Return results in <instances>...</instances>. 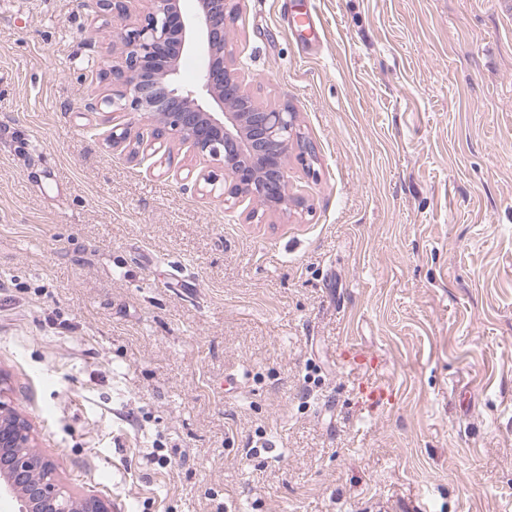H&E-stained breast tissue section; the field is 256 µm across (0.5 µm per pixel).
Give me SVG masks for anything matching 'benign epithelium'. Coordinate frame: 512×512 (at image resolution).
Instances as JSON below:
<instances>
[{
  "mask_svg": "<svg viewBox=\"0 0 512 512\" xmlns=\"http://www.w3.org/2000/svg\"><path fill=\"white\" fill-rule=\"evenodd\" d=\"M120 20L112 35V81L124 87L112 107L139 112L154 138L176 143L224 169V206L256 205L247 218L285 212L288 153L315 158L288 105H263L250 90L233 51L230 24L240 0H197L187 12L181 0H144L143 16L128 22L130 0H99ZM199 53L205 65L192 86L178 83L179 61ZM28 430L16 410L0 400V474L22 493L20 512H108L101 500L77 501L58 477L37 476L54 464L28 448Z\"/></svg>",
  "mask_w": 512,
  "mask_h": 512,
  "instance_id": "1",
  "label": "benign epithelium"
}]
</instances>
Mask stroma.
<instances>
[{
    "instance_id": "1",
    "label": "stroma",
    "mask_w": 512,
    "mask_h": 512,
    "mask_svg": "<svg viewBox=\"0 0 512 512\" xmlns=\"http://www.w3.org/2000/svg\"><path fill=\"white\" fill-rule=\"evenodd\" d=\"M504 2L241 0L253 92L316 151L249 220L104 106L96 0H0V398L78 499L512 512Z\"/></svg>"
}]
</instances>
